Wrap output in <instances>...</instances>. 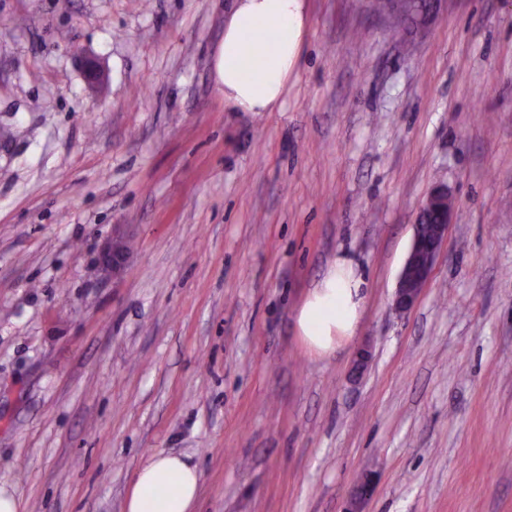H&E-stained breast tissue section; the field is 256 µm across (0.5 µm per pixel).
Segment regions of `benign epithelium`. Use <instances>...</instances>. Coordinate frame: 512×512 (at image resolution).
<instances>
[{"mask_svg":"<svg viewBox=\"0 0 512 512\" xmlns=\"http://www.w3.org/2000/svg\"><path fill=\"white\" fill-rule=\"evenodd\" d=\"M438 205L439 222L424 224L417 218L411 246L399 275L395 291V307L400 311L412 309L421 296L423 288L431 278L442 246L448 239V226L451 224L453 208L449 202L448 189L437 187L428 195L424 206ZM130 257L127 239L117 236L102 249L101 269L106 274L117 275ZM374 484L364 477L349 500L346 512H363L365 502L372 496Z\"/></svg>","mask_w":512,"mask_h":512,"instance_id":"1","label":"benign epithelium"}]
</instances>
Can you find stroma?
<instances>
[{
  "instance_id": "stroma-1",
  "label": "stroma",
  "mask_w": 512,
  "mask_h": 512,
  "mask_svg": "<svg viewBox=\"0 0 512 512\" xmlns=\"http://www.w3.org/2000/svg\"><path fill=\"white\" fill-rule=\"evenodd\" d=\"M232 4L0 0V488L123 512L176 454L196 512H343L366 473L365 512H512V0H443L424 28L306 0L271 112L215 82ZM439 186L448 241L399 314ZM343 254L363 312L319 355L296 318ZM446 187H436L428 195L421 207L411 246L399 275L395 291V307L400 311L412 309L421 296L423 288L431 278L442 246L448 239V226L451 224L453 208L449 202ZM431 204H438L440 212L437 224H421L422 210ZM127 242L123 236H117L103 247L101 269L105 274H112L114 277L124 268L130 257Z\"/></svg>"
}]
</instances>
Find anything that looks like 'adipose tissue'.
I'll use <instances>...</instances> for the list:
<instances>
[{
    "instance_id": "adipose-tissue-1",
    "label": "adipose tissue",
    "mask_w": 512,
    "mask_h": 512,
    "mask_svg": "<svg viewBox=\"0 0 512 512\" xmlns=\"http://www.w3.org/2000/svg\"><path fill=\"white\" fill-rule=\"evenodd\" d=\"M304 0H236L215 58L224 104L241 112H270L281 102L305 33ZM364 281L349 258H337L299 310L303 342L333 353L354 337ZM201 475L175 455L149 457L136 472L125 512H193Z\"/></svg>"
}]
</instances>
